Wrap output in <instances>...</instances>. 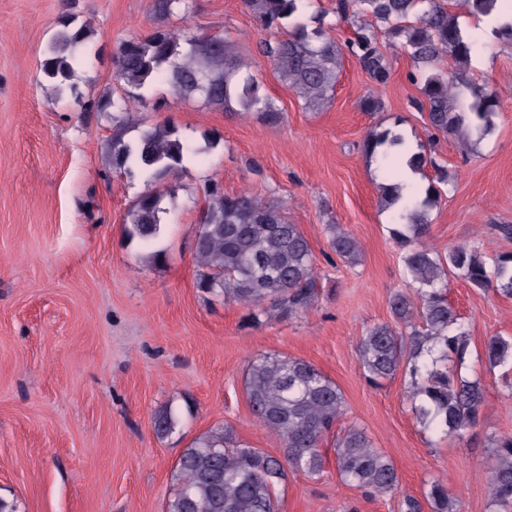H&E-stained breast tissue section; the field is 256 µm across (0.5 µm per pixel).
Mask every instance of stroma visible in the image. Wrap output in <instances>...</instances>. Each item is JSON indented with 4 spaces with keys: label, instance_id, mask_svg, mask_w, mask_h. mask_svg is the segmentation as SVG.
<instances>
[{
    "label": "stroma",
    "instance_id": "1",
    "mask_svg": "<svg viewBox=\"0 0 512 512\" xmlns=\"http://www.w3.org/2000/svg\"><path fill=\"white\" fill-rule=\"evenodd\" d=\"M65 19L90 37L74 92L60 96L40 62ZM161 25L234 43L281 119L231 114L153 84L125 140L170 123L198 157L158 182L172 197L159 239L147 246L128 237V212L155 182L113 172L107 150L116 122L96 106L117 87L118 46ZM465 25L479 41L477 57L488 60L469 71L500 102L492 133L469 150L456 137H431L414 105L421 93L408 77L413 63L396 42L381 45L392 63L386 84L343 56L331 99L312 112L259 51L283 31L260 29L243 0H190L188 14L166 20L155 17L152 0H0V499L14 512H166L180 456L219 426L281 456L244 391L249 361L280 354L336 382L345 399L337 430L363 427L401 479L393 495L343 484L327 440L321 476L289 472L280 512H399L401 494L421 496L434 479L446 482L461 512H491L487 477L496 439L512 434V377L488 370L482 351L490 337L512 336V298L448 279V299L470 335L465 374L485 389L483 414L463 436L440 439L420 425L409 372L372 385L357 351L367 329L392 322L388 300L404 285L394 212L379 204L387 177L361 151L370 131L397 128L447 171L430 213L431 247L443 253L476 242L486 256L512 254V238L497 230L512 225V44L476 19ZM370 94L380 111L362 110ZM211 181L230 195L281 202L301 226L319 283L310 310L250 324L245 308L198 288ZM333 224L357 241L358 263L330 257ZM166 409L177 425L160 436L153 417Z\"/></svg>",
    "mask_w": 512,
    "mask_h": 512
}]
</instances>
